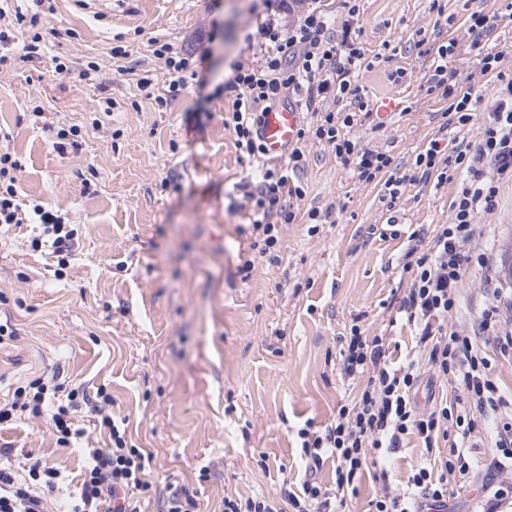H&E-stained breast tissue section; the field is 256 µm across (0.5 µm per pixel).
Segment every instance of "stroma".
Returning a JSON list of instances; mask_svg holds the SVG:
<instances>
[{
	"instance_id": "stroma-1",
	"label": "stroma",
	"mask_w": 512,
	"mask_h": 512,
	"mask_svg": "<svg viewBox=\"0 0 512 512\" xmlns=\"http://www.w3.org/2000/svg\"><path fill=\"white\" fill-rule=\"evenodd\" d=\"M356 5V81L370 101L391 93L402 106L349 136L389 154L406 182L388 201L383 180H359L331 145L306 138L292 177L302 189L296 219L280 225L266 255L252 247L245 187L275 161L241 155L224 125L232 102L222 91L234 65L256 59L244 35L264 22L263 0H56L36 26L15 29L19 43L74 32L55 56L0 67V128L12 132L9 148L22 159L25 204L65 213L76 244L62 260L50 247L33 248L35 224L0 239V323L19 334L15 346L0 347V401L40 375L92 396L105 391L134 443L152 453L158 497L174 486L195 490L200 512H220L228 493L298 488L306 467L299 430L331 422L361 386L341 373L340 337L355 324L387 335L397 359L416 344L414 326L397 311L398 263L420 225L448 223L456 192L451 183L415 181L416 155L439 136L452 150L481 138L479 114L464 126L444 119L446 102L427 93V48L454 44L448 81L470 92L479 113L498 84L482 70L484 54L500 53V71L512 73V16L502 0ZM474 12L492 26L476 46L467 34ZM155 38L191 57L194 72L163 106L168 75L153 54ZM118 45L125 59H113ZM60 61L67 72L56 73ZM90 61L109 77L107 88L80 77ZM145 76L153 80L148 94L138 85ZM69 128L81 148L64 154L55 132ZM508 240L512 180L462 248L486 263L465 268L457 330H470L489 289L504 287ZM27 451L79 482L83 459L58 445L48 417L0 425V464Z\"/></svg>"
}]
</instances>
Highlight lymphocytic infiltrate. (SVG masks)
Returning <instances> with one entry per match:
<instances>
[{
	"label": "lymphocytic infiltrate",
	"instance_id": "1",
	"mask_svg": "<svg viewBox=\"0 0 512 512\" xmlns=\"http://www.w3.org/2000/svg\"><path fill=\"white\" fill-rule=\"evenodd\" d=\"M330 17L315 6L303 13L288 33H281L274 21L260 30L262 41L272 48L259 65L237 67L224 92L233 110L226 126L232 127L237 148L245 156L262 155L258 126L264 112L282 103L287 94L305 91L308 109H315L327 93L351 98L349 112L321 113L312 131H300V138L315 136L327 141L337 157L351 165L357 177L373 181L385 176L389 197H396L400 178L390 177L392 158L387 153L359 147L347 133L358 119L371 116L370 101L354 78L361 52L342 27L339 37L329 34ZM453 45L437 49L434 74L428 93L447 100L448 109L459 125L473 115L482 119V139L475 147H464L450 156L439 139L415 157L414 166L422 180L456 185L449 223L436 225L433 232L419 229L402 257L407 288L399 311L418 329L417 349L401 364L390 359V341L383 335H365L352 326L341 337V370L344 376L361 379L357 396L340 406L334 423L298 432L306 460L305 477L299 490L281 487L276 495L243 497L228 494L222 512H337L347 496L358 492L357 480L366 468H374L381 490L371 500L370 512H419L424 501L448 496L449 476L483 471L480 512H499L503 497L495 486L497 478L512 479V418L505 409L511 402L504 396L487 353L496 345L500 353L512 351V332L504 330L495 313L499 294H492L482 311L476 330L455 329L452 318L460 302L464 275L463 245L475 231L479 214L493 211L499 185L512 180V75L499 72V53H486L484 71L496 73L499 87L493 105L477 112L470 94L459 92L448 82V60ZM304 154L294 149L286 165L268 168L247 197L252 203V224L261 232L260 251L268 253L278 241V224L296 219L290 196L301 190L290 183L291 171L301 166ZM22 168L16 154L0 152V233L23 224L43 228L57 255L71 254L74 233L58 212L36 205L25 208L19 195L17 173ZM451 387V398L433 400L421 407L416 395L424 377ZM66 392L67 404H56L55 395ZM79 389L65 384H47L34 378L15 388L10 402L0 404V424L49 415L59 444L67 446L84 436L76 427L72 408L78 407ZM90 414L100 417L108 431L104 448H86L85 466L79 491L66 512H149L156 497L150 479L153 456L137 447L126 428V419L116 417L100 404ZM492 432V453L476 457L478 441ZM415 437L433 461L413 469L404 487L387 482L386 462L401 447L405 437ZM336 462L333 486L319 481L317 472L326 459ZM24 477L0 468V512H54V495L63 480L58 467L46 461L24 463Z\"/></svg>",
	"mask_w": 512,
	"mask_h": 512
}]
</instances>
